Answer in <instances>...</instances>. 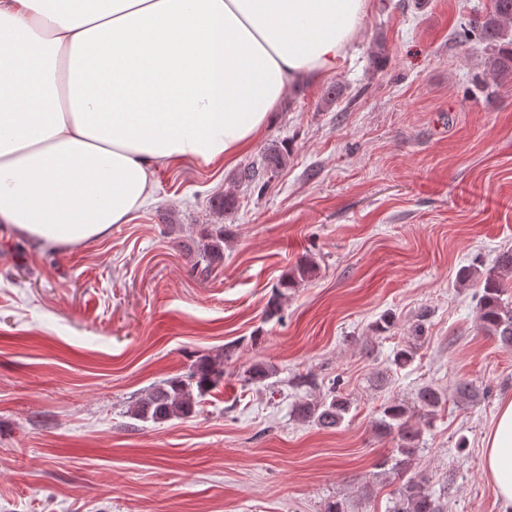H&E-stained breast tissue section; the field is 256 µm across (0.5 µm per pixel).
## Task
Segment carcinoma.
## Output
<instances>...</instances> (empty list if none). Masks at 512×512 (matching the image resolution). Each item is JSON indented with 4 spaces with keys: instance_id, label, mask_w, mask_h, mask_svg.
<instances>
[{
    "instance_id": "1",
    "label": "carcinoma",
    "mask_w": 512,
    "mask_h": 512,
    "mask_svg": "<svg viewBox=\"0 0 512 512\" xmlns=\"http://www.w3.org/2000/svg\"><path fill=\"white\" fill-rule=\"evenodd\" d=\"M462 33L465 39L474 38L483 45L488 69L495 78L512 77V0H492L490 10ZM287 160L288 149L273 145L260 161L247 165L239 172L237 182L247 188L255 187L264 182L265 177L285 166ZM222 257L224 225H200L194 254L195 268L207 276L212 265ZM315 271V262L306 260L299 263L288 277L280 281L278 298L272 300L268 313L276 312L279 298L285 296L286 291L299 287ZM511 276L512 251L503 253L494 268L484 273L472 267L459 275L463 282L478 283L481 289L478 306L480 328L506 349L512 348V302L504 300L503 296L507 294L506 281ZM228 357L227 350L215 356L201 357L186 376L169 380L138 397L128 414L143 423L153 424L192 416L204 397L224 382V360ZM272 376L271 367L263 363L253 364L244 374L248 383L263 382ZM441 402L442 394L436 388L424 386L418 390L415 409L424 426L431 427ZM348 411V401L334 390L324 398L305 401L296 408L302 420L313 422L322 429H333L340 425ZM378 428L396 435L399 456L394 458L392 470L404 477L396 491L391 512H445L446 503L425 482L406 477L422 436V428L410 423L408 408L398 401L389 403L383 409Z\"/></svg>"
}]
</instances>
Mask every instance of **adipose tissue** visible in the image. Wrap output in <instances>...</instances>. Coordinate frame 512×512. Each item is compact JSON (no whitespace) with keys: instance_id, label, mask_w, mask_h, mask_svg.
<instances>
[{"instance_id":"obj_1","label":"adipose tissue","mask_w":512,"mask_h":512,"mask_svg":"<svg viewBox=\"0 0 512 512\" xmlns=\"http://www.w3.org/2000/svg\"><path fill=\"white\" fill-rule=\"evenodd\" d=\"M369 0H0V224L104 238L159 165L236 158L292 86L336 71ZM482 472L512 512V399Z\"/></svg>"}]
</instances>
